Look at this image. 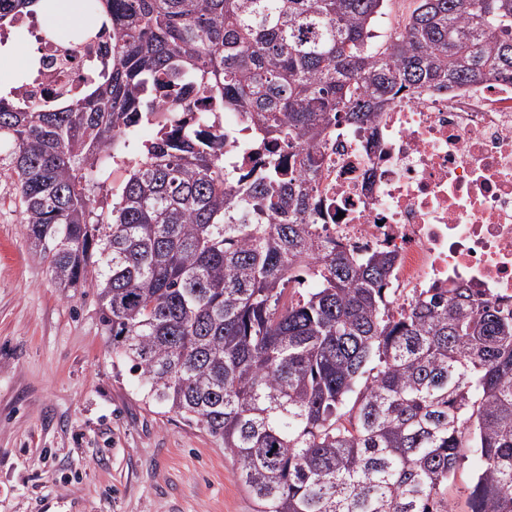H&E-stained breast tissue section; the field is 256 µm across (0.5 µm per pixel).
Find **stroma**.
Returning <instances> with one entry per match:
<instances>
[{
  "label": "stroma",
  "instance_id": "1",
  "mask_svg": "<svg viewBox=\"0 0 512 512\" xmlns=\"http://www.w3.org/2000/svg\"><path fill=\"white\" fill-rule=\"evenodd\" d=\"M0 512H254L224 445L145 403L93 289L65 292L0 149Z\"/></svg>",
  "mask_w": 512,
  "mask_h": 512
}]
</instances>
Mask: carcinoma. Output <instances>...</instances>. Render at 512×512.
I'll list each match as a JSON object with an SVG mask.
<instances>
[{
  "label": "carcinoma",
  "mask_w": 512,
  "mask_h": 512,
  "mask_svg": "<svg viewBox=\"0 0 512 512\" xmlns=\"http://www.w3.org/2000/svg\"><path fill=\"white\" fill-rule=\"evenodd\" d=\"M81 44L111 59L68 99L0 87L23 231L61 288H92L112 355L145 402L224 441L255 512H512V302L461 284L394 307V256L318 232L313 145L413 90L512 81V0H415L379 42L387 0H87ZM64 0H0V29ZM288 147L255 177L224 135L186 124L190 91ZM143 123L153 140L110 216L91 186ZM474 469L475 464L472 452L463 448L461 451V458L455 471L454 479L448 484V498L453 502V505L458 512L467 510V488L471 485Z\"/></svg>",
  "instance_id": "carcinoma-1"
}]
</instances>
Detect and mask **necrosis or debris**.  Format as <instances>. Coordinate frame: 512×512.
<instances>
[{"instance_id": "4bbe7bcc", "label": "necrosis or debris", "mask_w": 512, "mask_h": 512, "mask_svg": "<svg viewBox=\"0 0 512 512\" xmlns=\"http://www.w3.org/2000/svg\"><path fill=\"white\" fill-rule=\"evenodd\" d=\"M103 50L98 40H37V76L17 86L20 100L69 93ZM224 135L226 161L262 169L268 152L241 120ZM320 150L321 196L337 214L320 232L394 254L391 283L402 296L460 281L487 300L512 298V82L419 89L364 125L335 126Z\"/></svg>"}]
</instances>
